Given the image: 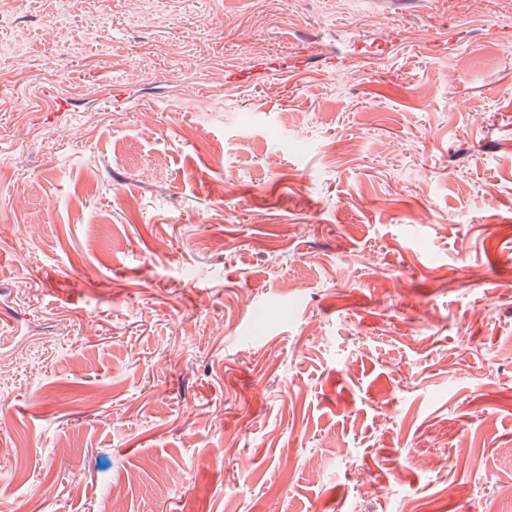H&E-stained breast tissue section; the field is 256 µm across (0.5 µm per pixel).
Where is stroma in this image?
Wrapping results in <instances>:
<instances>
[{"instance_id": "35a3bbf8", "label": "stroma", "mask_w": 512, "mask_h": 512, "mask_svg": "<svg viewBox=\"0 0 512 512\" xmlns=\"http://www.w3.org/2000/svg\"><path fill=\"white\" fill-rule=\"evenodd\" d=\"M98 11L0 18V512H512V12Z\"/></svg>"}]
</instances>
